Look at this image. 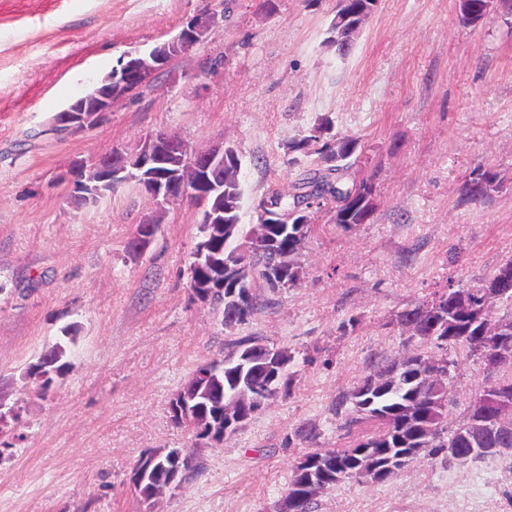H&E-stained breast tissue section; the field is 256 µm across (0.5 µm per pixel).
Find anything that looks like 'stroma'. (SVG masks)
<instances>
[{"mask_svg": "<svg viewBox=\"0 0 512 512\" xmlns=\"http://www.w3.org/2000/svg\"><path fill=\"white\" fill-rule=\"evenodd\" d=\"M335 10L336 0H0V399L17 413L0 442L26 437L0 460V512H273L300 456L368 431L333 408L403 344L394 315L512 259V15L497 5L470 27L458 0H378L341 59L324 44ZM209 12L223 21L150 88L114 98L89 132H54L90 80ZM323 116L358 138L349 176L373 178L376 221L344 228L314 215L299 285L238 330L295 350L291 397L223 444L195 439L169 402L227 339L187 285L199 212H156L132 182L78 205L56 177L114 149L136 153L158 130L196 149L224 142L242 157V221L253 224L261 198L314 168L288 145ZM478 164L498 179L474 205L461 192ZM154 214L155 241L128 253ZM69 328V366L41 391L28 370ZM486 376L472 358L452 369L449 424ZM163 447L194 451L204 468L148 504L133 473ZM313 512H512V463L420 459L383 484L343 482Z\"/></svg>", "mask_w": 512, "mask_h": 512, "instance_id": "stroma-1", "label": "stroma"}]
</instances>
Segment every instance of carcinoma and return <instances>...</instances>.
Returning a JSON list of instances; mask_svg holds the SVG:
<instances>
[{"label":"carcinoma","mask_w":512,"mask_h":512,"mask_svg":"<svg viewBox=\"0 0 512 512\" xmlns=\"http://www.w3.org/2000/svg\"><path fill=\"white\" fill-rule=\"evenodd\" d=\"M339 57L347 56L354 41L336 30L330 23L324 41ZM331 122L322 117L307 135L288 146L290 152L316 156L317 167L297 179L292 191H272L265 195L257 207L270 205L284 220L281 224L283 238L277 245L251 240L252 230L241 224L243 190L238 166L242 159L233 146L227 145L229 164L224 166V196L236 203V210L224 214V233L210 241L208 253L201 266L189 267L188 283L196 297L222 314L224 330L235 331L257 313L272 304V299L261 298V292L272 295L296 286L300 279V266L296 255L303 239L310 233L308 224H291L290 217L303 203L313 200V211L330 209L334 223L346 227L351 224H372L375 221L376 186L370 179L348 182L347 172L352 167V157L357 153L358 139L330 134ZM496 174L481 168L474 170V177L463 186L462 195L469 203H481ZM239 267L250 293L243 300L244 308L231 307L226 300L231 285L224 284L219 267ZM494 290L489 301L490 329H498L512 337V259L498 266L491 274L478 279L476 284L461 288L475 297L486 296ZM448 291L434 293L430 298L417 301L395 314V325L409 333L403 350L372 361L364 370L349 393L336 402V415H345L348 426L371 423L375 429L367 432L343 448H315L313 456H320L342 473L357 468L364 472L362 479L375 482L368 474L376 463L375 452L390 451L397 455L409 448L417 454L403 460L399 472H392L393 479L409 469L421 457L436 458L445 454L446 463L468 460H485L512 456V419L501 414L484 412L468 406L465 417L455 427L448 426V369L478 356L482 342L476 339L477 328L468 318L454 312L453 308L436 307L438 297ZM506 314H500V309ZM272 351L277 363L293 364L295 354L286 346L270 345L260 336L233 338L224 348V363L212 359L194 368L181 384L169 403V410L181 405L189 406L185 419L170 415L173 424L185 429L198 439H208L216 444L224 442L218 422L224 417L221 391L241 390L251 400L253 415L268 403L291 396L293 373L283 384L272 385L269 380L268 362L262 351ZM68 345L57 343L39 358L29 375L41 380L40 387L49 389L53 376L62 373ZM442 354H437V351ZM496 383L512 387V353L503 357L496 370L488 373ZM177 452L175 448H157L149 452L152 471L138 490L140 498L150 503L167 489L163 467ZM181 482L197 476L200 462L193 452L183 453ZM354 476L344 475L323 484H314L301 503L300 512H312L316 497Z\"/></svg>","instance_id":"carcinoma-1"}]
</instances>
